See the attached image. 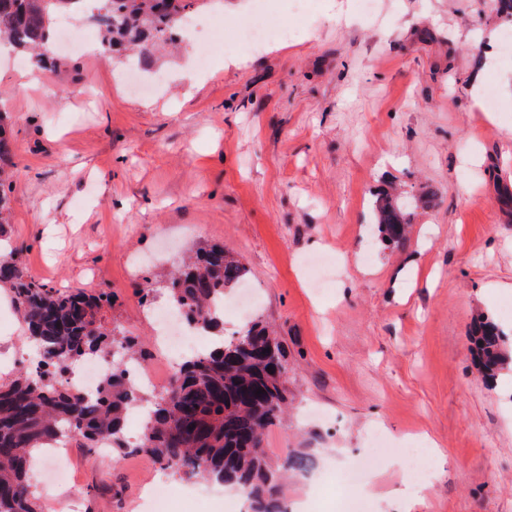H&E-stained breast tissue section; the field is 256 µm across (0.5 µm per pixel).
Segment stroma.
Segmentation results:
<instances>
[{"label": "stroma", "mask_w": 512, "mask_h": 512, "mask_svg": "<svg viewBox=\"0 0 512 512\" xmlns=\"http://www.w3.org/2000/svg\"><path fill=\"white\" fill-rule=\"evenodd\" d=\"M249 0H196L178 49L145 42L134 61L66 49L28 80L0 60V111L14 145L10 243L28 274L104 294L110 328L158 363L145 299L165 305L180 258L220 244L258 300L224 331L260 320L288 359L289 414L265 439L272 460L312 453L320 484L294 476L300 512L365 494L370 512H512V372L489 383L469 349L481 313L512 296V56L496 0H315L292 36L252 54L215 46L197 61L198 20L233 38ZM494 82L500 108L473 104ZM417 198L405 244L382 241L374 195ZM392 441L365 459L368 433ZM127 448H72L68 485L32 473L42 512H225L236 493L185 482ZM406 438L438 446L412 491Z\"/></svg>", "instance_id": "1"}]
</instances>
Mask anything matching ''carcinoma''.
Here are the masks:
<instances>
[{
	"mask_svg": "<svg viewBox=\"0 0 512 512\" xmlns=\"http://www.w3.org/2000/svg\"><path fill=\"white\" fill-rule=\"evenodd\" d=\"M86 0H0V45L30 54L44 66L54 39L53 19ZM194 0H102L94 26L110 52L121 53L152 37L172 41ZM13 143L0 114V184L12 176ZM375 224L393 243L405 241L412 212L390 192L378 195ZM11 219L9 198L0 193V288L16 299L26 334L39 350V370L0 380V512H40L30 490L32 450L54 448L65 432L85 448L102 441L125 447L128 411L138 401L149 408L143 438L135 447L181 480L209 479L237 490L248 512H287L283 487L291 474L316 466L309 452L286 453L273 465L264 448L266 433L288 405V365L280 343L256 321L224 336L219 300L239 286L246 266L221 245L198 248L171 273L167 286L186 320L209 330L216 344L178 365L170 389L140 399L141 388L124 376L121 364L142 358L136 343L116 338L102 315L109 299L53 288L28 277L20 259L5 253ZM469 340L484 379L490 383L512 370V345L497 321L482 315ZM112 354V371L94 397L48 384L46 373L93 354ZM279 368L268 369L273 361ZM263 393L256 394L257 389Z\"/></svg>",
	"mask_w": 512,
	"mask_h": 512,
	"instance_id": "carcinoma-1",
	"label": "carcinoma"
}]
</instances>
